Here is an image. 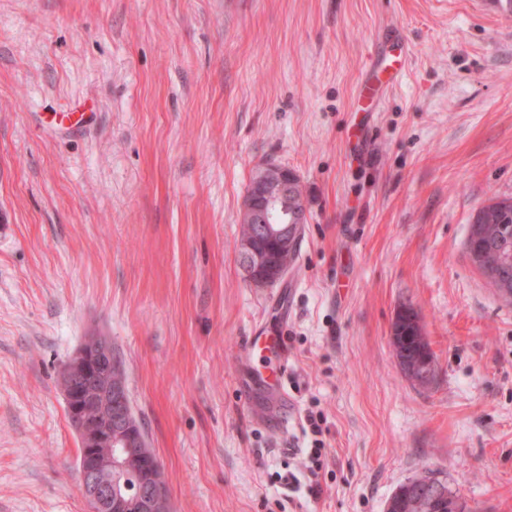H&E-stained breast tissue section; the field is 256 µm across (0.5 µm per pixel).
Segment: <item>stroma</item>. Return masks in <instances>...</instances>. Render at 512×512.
Instances as JSON below:
<instances>
[{
    "label": "stroma",
    "instance_id": "obj_1",
    "mask_svg": "<svg viewBox=\"0 0 512 512\" xmlns=\"http://www.w3.org/2000/svg\"><path fill=\"white\" fill-rule=\"evenodd\" d=\"M0 0V512H91L59 372L88 336L123 360L173 512H385L440 473L512 512V303L471 264L512 197L504 0ZM408 67L369 112V67ZM301 179L288 276L238 263L255 169ZM419 314L426 387L390 342ZM280 335L284 397L247 347ZM323 410L313 499L283 482Z\"/></svg>",
    "mask_w": 512,
    "mask_h": 512
}]
</instances>
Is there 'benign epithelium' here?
Instances as JSON below:
<instances>
[{
    "label": "benign epithelium",
    "mask_w": 512,
    "mask_h": 512,
    "mask_svg": "<svg viewBox=\"0 0 512 512\" xmlns=\"http://www.w3.org/2000/svg\"><path fill=\"white\" fill-rule=\"evenodd\" d=\"M299 184L295 171L275 163L260 165L250 180L242 207V220L250 225L242 258L255 288H270L288 274L283 256L308 222L303 198L288 206V195ZM466 241L476 267L489 249L499 250L503 265L512 263V251L487 238L480 211L468 224ZM58 382L82 448L77 469L93 512H172L162 467L134 429L125 378L108 337H89L64 364ZM424 491L432 512L448 499L443 481L425 483Z\"/></svg>",
    "instance_id": "1"
}]
</instances>
